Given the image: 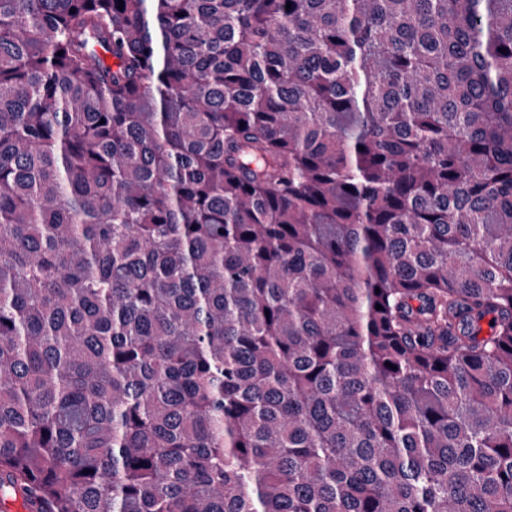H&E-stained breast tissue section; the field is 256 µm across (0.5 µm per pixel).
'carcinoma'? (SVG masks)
Wrapping results in <instances>:
<instances>
[{"mask_svg":"<svg viewBox=\"0 0 512 512\" xmlns=\"http://www.w3.org/2000/svg\"><path fill=\"white\" fill-rule=\"evenodd\" d=\"M123 2L0 0V499L512 512V0Z\"/></svg>","mask_w":512,"mask_h":512,"instance_id":"cac0c4a2","label":"carcinoma"}]
</instances>
